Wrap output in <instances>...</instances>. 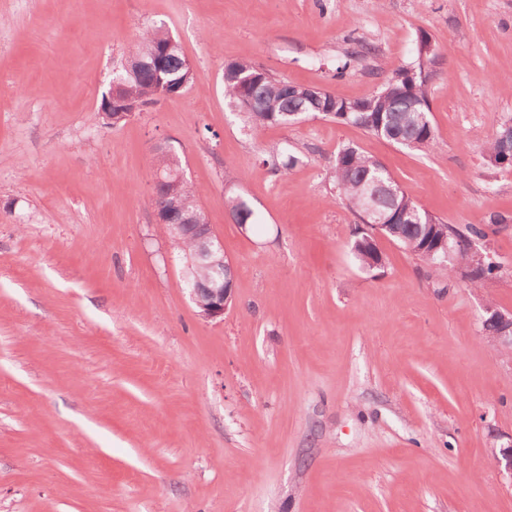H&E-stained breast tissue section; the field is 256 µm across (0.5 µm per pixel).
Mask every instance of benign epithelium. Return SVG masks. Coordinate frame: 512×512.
Masks as SVG:
<instances>
[{
    "instance_id": "1",
    "label": "benign epithelium",
    "mask_w": 512,
    "mask_h": 512,
    "mask_svg": "<svg viewBox=\"0 0 512 512\" xmlns=\"http://www.w3.org/2000/svg\"><path fill=\"white\" fill-rule=\"evenodd\" d=\"M100 112L113 113L108 123L116 125L135 115L137 108L122 97L118 81L115 80L109 92L102 97ZM171 180L184 181L186 177L182 172L168 176L160 173L153 182V222L169 226L177 240L190 239L192 249L186 253L188 265L205 268L209 274L203 279L187 280L188 294L199 309L200 315L206 318L222 316L233 297V265L224 256V244L216 235L213 225L197 223V218L193 214L176 208L160 198L159 190ZM363 218L364 224L360 225V228L367 234V239L371 243L376 244L379 239L386 237L385 230L389 224L386 223L385 213L369 204ZM483 323L488 337L512 352V312L505 314L489 305L486 307ZM492 457L496 466L504 468L512 475V443L493 451Z\"/></svg>"
}]
</instances>
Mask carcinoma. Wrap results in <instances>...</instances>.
<instances>
[{
  "instance_id": "cac0c4a2",
  "label": "carcinoma",
  "mask_w": 512,
  "mask_h": 512,
  "mask_svg": "<svg viewBox=\"0 0 512 512\" xmlns=\"http://www.w3.org/2000/svg\"><path fill=\"white\" fill-rule=\"evenodd\" d=\"M168 37V31L161 27L147 30L126 57L133 66V73L123 69L113 75L125 85L124 95L137 105L157 104L167 91L166 83L177 84L186 78L185 57L181 53L168 57L166 72L160 79L147 70L137 69V61L163 49ZM401 74L400 70L395 72L367 98L373 111L366 113L364 121L357 119V113L352 111V101L328 98L314 102L307 99L305 87L278 78L270 70L248 60L230 65L224 74V96L239 109L245 125L256 134L270 126H288V114L304 106L311 114L359 127L387 142L431 152L437 147V141L430 119L427 85L419 77L402 80ZM192 84L193 79H188L187 85ZM483 151L490 159L504 161V144L496 134L485 142ZM298 162L299 158L288 144L281 142L270 145L262 158V164L271 172L283 176ZM330 177L336 184L340 201L356 218H361L364 205L370 202L378 209L398 216V223L392 225L396 232L395 242L427 264L450 272L472 264L469 238L484 239L491 227L504 221V217L495 216L486 224L468 225L464 234L455 232L426 211L404 189L399 188L396 195H391L386 187L398 188V184L389 176L387 168L353 146L344 147L337 153ZM226 204L236 223H256L254 211L244 197L231 193L226 197ZM353 255L365 269L382 265L376 251L367 243L356 245Z\"/></svg>"
}]
</instances>
